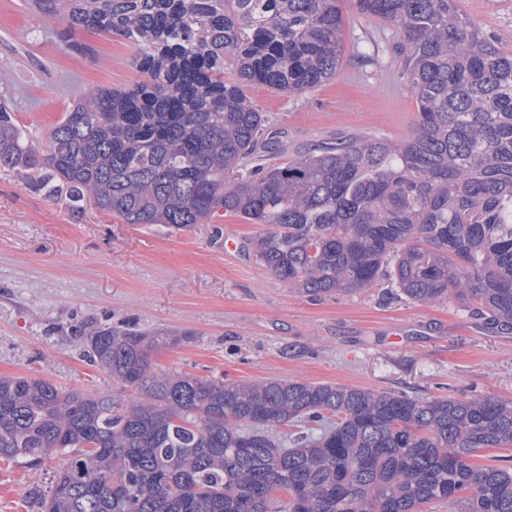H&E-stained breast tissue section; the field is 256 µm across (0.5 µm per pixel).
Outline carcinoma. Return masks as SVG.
Listing matches in <instances>:
<instances>
[{
	"instance_id": "1",
	"label": "carcinoma",
	"mask_w": 512,
	"mask_h": 512,
	"mask_svg": "<svg viewBox=\"0 0 512 512\" xmlns=\"http://www.w3.org/2000/svg\"><path fill=\"white\" fill-rule=\"evenodd\" d=\"M33 5L68 32L121 38L147 79L85 92L43 152L1 104V171H35L128 224L241 217L261 226L256 261L311 300L386 281L414 304L453 297L512 325V55L459 0ZM345 5L396 27L414 128L269 166V120L244 88L300 97L333 78ZM191 339L91 329L87 356L111 391L0 376V458L66 456L37 512H512V469L475 461L512 447L511 400L154 367L153 347Z\"/></svg>"
}]
</instances>
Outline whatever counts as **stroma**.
Masks as SVG:
<instances>
[{
  "label": "stroma",
  "mask_w": 512,
  "mask_h": 512,
  "mask_svg": "<svg viewBox=\"0 0 512 512\" xmlns=\"http://www.w3.org/2000/svg\"><path fill=\"white\" fill-rule=\"evenodd\" d=\"M462 11L512 54V0H460ZM34 15L26 0H0V102L44 148L53 124L91 87L125 89L144 78L119 37ZM395 29L343 12L336 75L299 98L252 86L279 141L268 161L288 162L368 133L410 134L416 102L386 50ZM257 225L235 216L177 229L128 224L25 171H0V375H31L83 393L112 389L87 361L99 325L190 332L191 342L153 352L167 373L229 380L278 379L512 400V331L486 325L455 300L414 305L388 284L312 301L290 291L246 248ZM234 238L236 250L224 248ZM62 457L32 466L0 459V512H37Z\"/></svg>",
  "instance_id": "35a3bbf8"
}]
</instances>
